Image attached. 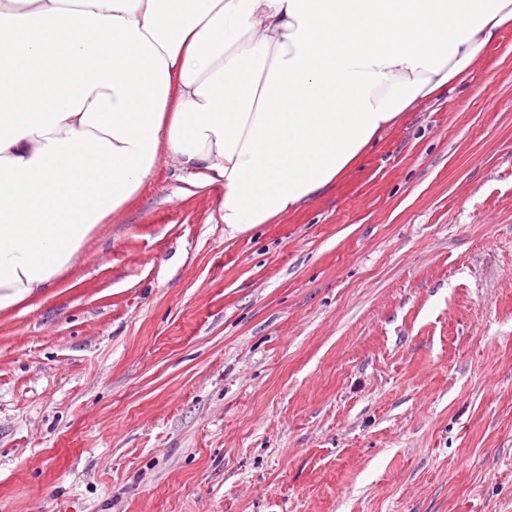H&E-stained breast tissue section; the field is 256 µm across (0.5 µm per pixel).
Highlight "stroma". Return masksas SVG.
Listing matches in <instances>:
<instances>
[{
    "label": "stroma",
    "instance_id": "obj_1",
    "mask_svg": "<svg viewBox=\"0 0 512 512\" xmlns=\"http://www.w3.org/2000/svg\"><path fill=\"white\" fill-rule=\"evenodd\" d=\"M511 44L236 235L161 156L0 311V512H512Z\"/></svg>",
    "mask_w": 512,
    "mask_h": 512
}]
</instances>
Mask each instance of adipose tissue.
<instances>
[{"mask_svg":"<svg viewBox=\"0 0 512 512\" xmlns=\"http://www.w3.org/2000/svg\"><path fill=\"white\" fill-rule=\"evenodd\" d=\"M512 0H0V311L56 287L167 154L229 233L457 85Z\"/></svg>","mask_w":512,"mask_h":512,"instance_id":"adipose-tissue-1","label":"adipose tissue"}]
</instances>
